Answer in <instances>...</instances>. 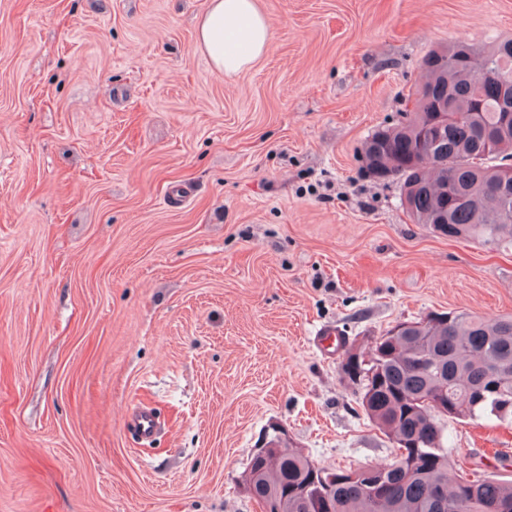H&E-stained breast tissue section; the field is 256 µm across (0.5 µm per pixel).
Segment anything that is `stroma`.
<instances>
[{"label":"stroma","instance_id":"obj_1","mask_svg":"<svg viewBox=\"0 0 512 512\" xmlns=\"http://www.w3.org/2000/svg\"><path fill=\"white\" fill-rule=\"evenodd\" d=\"M257 3L269 48L227 78L208 0H0V512H260L273 422L319 467L390 463L318 331L512 316V250L412 223L359 159L512 0ZM446 430L454 473L512 479V424ZM156 414L146 408H133L125 416V425L141 440L151 441L158 431Z\"/></svg>","mask_w":512,"mask_h":512}]
</instances>
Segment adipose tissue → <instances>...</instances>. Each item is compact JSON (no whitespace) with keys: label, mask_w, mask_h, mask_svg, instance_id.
<instances>
[{"label":"adipose tissue","mask_w":512,"mask_h":512,"mask_svg":"<svg viewBox=\"0 0 512 512\" xmlns=\"http://www.w3.org/2000/svg\"><path fill=\"white\" fill-rule=\"evenodd\" d=\"M271 37V23L258 9L257 0H209L197 24L199 46L227 77L260 59Z\"/></svg>","instance_id":"obj_1"}]
</instances>
